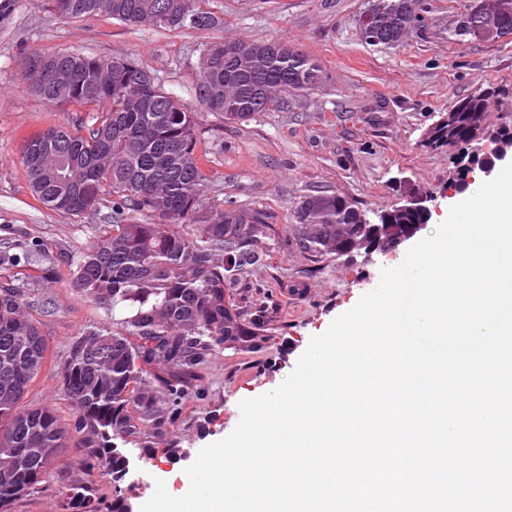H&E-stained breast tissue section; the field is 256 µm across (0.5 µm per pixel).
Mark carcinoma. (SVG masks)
I'll use <instances>...</instances> for the list:
<instances>
[{
	"mask_svg": "<svg viewBox=\"0 0 512 512\" xmlns=\"http://www.w3.org/2000/svg\"><path fill=\"white\" fill-rule=\"evenodd\" d=\"M164 0H48L62 18L104 14L133 26L205 28L212 16L184 0V12L159 16ZM372 31L359 30L371 46L397 47L419 21V0H372ZM496 18L512 34V0H473L453 35L486 41L471 25L473 9ZM272 40L207 44L196 79V98L228 121L245 120L283 103L291 92H307L323 81L310 56L286 48L271 52ZM29 73L33 92L48 104L93 105L94 123L81 129L50 128L33 135L24 162L35 197L72 216L99 212L112 198L109 222L98 226L82 253L70 288L125 317L119 328L92 327L72 342L56 369L73 411L61 421L49 407L22 405L47 361V345L29 313L25 292L0 281V512H11L49 475L63 448L77 451L75 469L103 468L111 476L107 501L80 478L67 484L74 512H128L121 493L129 458L125 446L143 430L161 435L176 405L195 379L197 365L217 348L247 350L264 341L273 319L269 308L250 312L231 298L228 285L244 267L264 264L257 243L270 225L258 212L224 211L206 203V181L195 155L198 113L162 90L138 85L148 73L84 54L45 55ZM491 91L459 100L448 122L432 129V147L467 144L487 130ZM151 217L145 224L139 216ZM363 212L333 193L308 195L296 211L293 232L318 259L367 235ZM414 213L389 210L379 239L397 236ZM160 369L158 376L150 369Z\"/></svg>",
	"mask_w": 512,
	"mask_h": 512,
	"instance_id": "obj_1",
	"label": "carcinoma"
}]
</instances>
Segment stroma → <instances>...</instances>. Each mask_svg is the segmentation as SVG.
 <instances>
[{
	"label": "stroma",
	"instance_id": "obj_1",
	"mask_svg": "<svg viewBox=\"0 0 512 512\" xmlns=\"http://www.w3.org/2000/svg\"><path fill=\"white\" fill-rule=\"evenodd\" d=\"M469 2L420 0L419 27L401 46L383 48L365 44L359 34L368 0H197V8L216 19L199 30L130 26L102 14L64 19L46 0H0V251L34 253L31 261L1 264L0 280L28 292L49 358L24 406H50L70 419L54 368L83 329L112 324L111 311L70 287L75 263L110 205L91 218L53 211L32 195L23 163L27 139L50 127L90 122L92 110L36 97L22 69L26 54L134 59L165 92L198 112L196 151L209 197L227 210L259 212L272 227L261 243L264 266L244 269L230 288L243 307H276L269 337L252 350L211 352L164 435L140 434L130 443L135 478L122 489L133 507L152 496L159 480L172 495L185 494L181 472L234 430L240 401L277 388L311 338L373 290L382 269L403 262L404 244L368 260L313 261L292 231L304 197L339 193L377 212L394 206L407 188L419 189L437 206L418 233L426 238L460 203L448 184L471 149L423 147L425 131L461 98L485 88L494 91L489 128L512 126V35L496 41L453 36ZM262 40L285 41L311 56L324 71L323 82L236 123L202 111L195 95L201 45ZM173 445L182 448V458H170ZM74 456L73 449H62L52 477L12 512H72L65 486L75 472Z\"/></svg>",
	"mask_w": 512,
	"mask_h": 512
}]
</instances>
